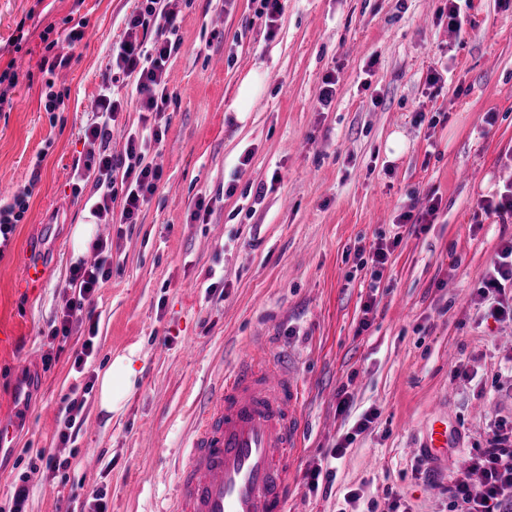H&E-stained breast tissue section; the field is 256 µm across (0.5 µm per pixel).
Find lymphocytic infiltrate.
<instances>
[{
    "label": "lymphocytic infiltrate",
    "mask_w": 512,
    "mask_h": 512,
    "mask_svg": "<svg viewBox=\"0 0 512 512\" xmlns=\"http://www.w3.org/2000/svg\"><path fill=\"white\" fill-rule=\"evenodd\" d=\"M177 33L176 18L167 10L165 0H147L144 8L126 18L123 37L112 45L110 73L94 101L96 120L84 133L97 150L74 170L75 180L90 186V210L104 223H136L162 176L161 168L150 157L153 145L163 139L161 126L128 132L123 153L109 152L107 141L124 109V101L115 88L119 82L131 81L141 111L154 117L165 112L170 101L169 61L181 44ZM117 198L122 201V209L116 214L112 202ZM93 249L97 259L92 265L80 264L70 271L72 297L61 318V333H68L71 318L88 310L97 288L112 276L111 243L99 239ZM509 288L512 241L502 245L492 271L479 289L482 299L489 303L491 317L512 316V304L503 300ZM465 462L480 481L449 487L455 512H512V422L499 421L486 447L471 449Z\"/></svg>",
    "instance_id": "f902f5d3"
}]
</instances>
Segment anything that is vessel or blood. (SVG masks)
<instances>
[{"instance_id": "vessel-or-blood-1", "label": "vessel or blood", "mask_w": 512, "mask_h": 512, "mask_svg": "<svg viewBox=\"0 0 512 512\" xmlns=\"http://www.w3.org/2000/svg\"><path fill=\"white\" fill-rule=\"evenodd\" d=\"M302 389L264 353L228 369L198 414L166 512H286Z\"/></svg>"}]
</instances>
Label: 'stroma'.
Wrapping results in <instances>:
<instances>
[{"label":"stroma","mask_w":512,"mask_h":512,"mask_svg":"<svg viewBox=\"0 0 512 512\" xmlns=\"http://www.w3.org/2000/svg\"><path fill=\"white\" fill-rule=\"evenodd\" d=\"M142 4L0 0V67L19 73L0 111V198L32 188L0 255V421L15 432L0 450V512L21 477L27 512H80L99 490L106 512H157L199 404L262 350L284 357L304 391L287 512H452L449 484L477 479L465 455L495 421L512 420V321L488 317L477 293L512 240V222L479 208L512 188V0H472L462 34L436 19L439 0H287L271 35L258 0H169L181 46L157 147L162 178L131 230L99 224L112 277L92 318L53 337L70 300L73 229L90 216L73 189L90 106ZM79 20L86 35L68 66L42 71L41 32ZM20 22L29 35L17 51ZM255 67L265 89L240 122L238 84ZM435 69L444 76L433 86ZM331 72L336 97L323 110ZM49 80L63 100L54 112L40 103ZM395 134L405 149L392 156ZM431 202L433 223L398 226L409 206ZM382 239L398 245L376 281L366 259ZM31 260L46 280L19 287ZM88 340L93 354L75 369ZM133 346L140 374L122 410L104 414L89 394L77 440L61 442L63 399ZM369 409L370 428L328 461ZM438 418L451 446L437 459L425 446ZM43 453L69 469L47 471ZM325 465L332 479L310 488L307 472Z\"/></svg>","instance_id":"35a3bbf8"}]
</instances>
